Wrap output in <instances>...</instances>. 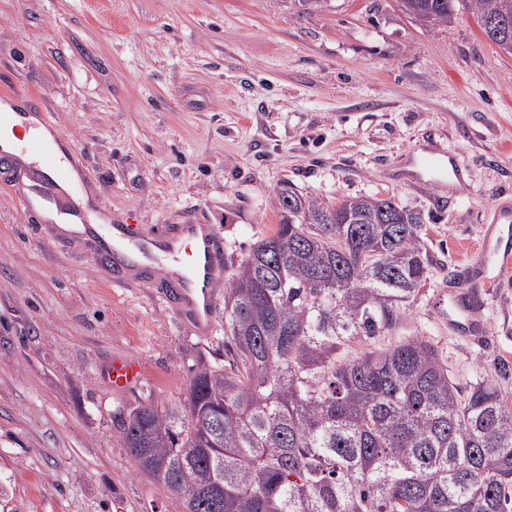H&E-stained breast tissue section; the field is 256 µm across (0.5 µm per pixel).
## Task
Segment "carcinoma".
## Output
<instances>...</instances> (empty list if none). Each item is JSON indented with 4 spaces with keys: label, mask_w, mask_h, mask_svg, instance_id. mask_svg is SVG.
Masks as SVG:
<instances>
[{
    "label": "carcinoma",
    "mask_w": 512,
    "mask_h": 512,
    "mask_svg": "<svg viewBox=\"0 0 512 512\" xmlns=\"http://www.w3.org/2000/svg\"><path fill=\"white\" fill-rule=\"evenodd\" d=\"M402 2L447 26L458 0ZM470 3L512 55V0ZM274 206V232L224 256L228 365L202 362L183 399L120 419L139 470L184 512H512V407L496 380L461 396L419 337L341 355L390 330L426 280L419 214L289 188Z\"/></svg>",
    "instance_id": "obj_1"
}]
</instances>
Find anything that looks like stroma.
<instances>
[{
	"mask_svg": "<svg viewBox=\"0 0 512 512\" xmlns=\"http://www.w3.org/2000/svg\"><path fill=\"white\" fill-rule=\"evenodd\" d=\"M31 94L75 144L88 193L145 230L197 221L241 257L279 222L282 186L325 202L390 198L420 214L432 264L384 342L421 337L461 392L512 361V278L487 301V341L451 337L434 306L499 202L512 200V55L468 7L421 26L395 0H0V93ZM466 176L438 204L410 184L420 148ZM164 283L120 285L0 185V512H183L144 476L119 420L182 399L210 338L166 306ZM144 366L130 392L112 354ZM143 373L137 359L127 354H116L106 367L105 377L113 392H124L140 385Z\"/></svg>",
	"mask_w": 512,
	"mask_h": 512,
	"instance_id": "1",
	"label": "stroma"
}]
</instances>
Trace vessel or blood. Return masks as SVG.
Returning a JSON list of instances; mask_svg holds the SVG:
<instances>
[{"instance_id": "b4317fda", "label": "vessel or blood", "mask_w": 512, "mask_h": 512, "mask_svg": "<svg viewBox=\"0 0 512 512\" xmlns=\"http://www.w3.org/2000/svg\"><path fill=\"white\" fill-rule=\"evenodd\" d=\"M7 119L19 144L12 147L0 142V167L25 183L20 198L24 210L57 223L59 233L85 243L93 255L113 258L117 280L137 275L143 266L156 265L164 276L176 280L168 303L194 334L210 337L215 288L224 276L217 229L210 224H178L145 234L133 219L113 223L107 206H91L79 193L84 174L68 160L71 144L47 113L11 112ZM414 166L419 173L416 184L422 189H447L449 180L460 176L453 154L443 148L415 158ZM511 234L512 207L503 204L479 246L480 260L493 261L500 274L512 269V250L502 245ZM438 307L450 330L473 343L485 342L483 302L466 284L440 295ZM105 377L113 391L124 392L140 385L143 367L130 355L117 354L109 361Z\"/></svg>"}]
</instances>
